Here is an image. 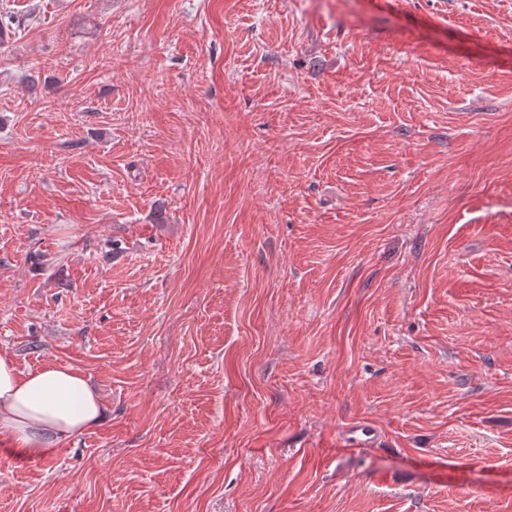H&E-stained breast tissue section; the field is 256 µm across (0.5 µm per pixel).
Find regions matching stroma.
I'll return each mask as SVG.
<instances>
[{
  "label": "stroma",
  "mask_w": 512,
  "mask_h": 512,
  "mask_svg": "<svg viewBox=\"0 0 512 512\" xmlns=\"http://www.w3.org/2000/svg\"><path fill=\"white\" fill-rule=\"evenodd\" d=\"M4 9L0 512H512V0ZM105 414L82 372L48 364L23 374L10 356H0V432L20 454L46 457L52 444L94 428Z\"/></svg>",
  "instance_id": "stroma-1"
}]
</instances>
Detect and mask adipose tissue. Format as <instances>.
Instances as JSON below:
<instances>
[{
    "label": "adipose tissue",
    "instance_id": "obj_1",
    "mask_svg": "<svg viewBox=\"0 0 512 512\" xmlns=\"http://www.w3.org/2000/svg\"><path fill=\"white\" fill-rule=\"evenodd\" d=\"M105 414L82 372L48 364L23 374L10 356H0V432L20 454L46 457L52 444L94 428Z\"/></svg>",
    "mask_w": 512,
    "mask_h": 512
}]
</instances>
